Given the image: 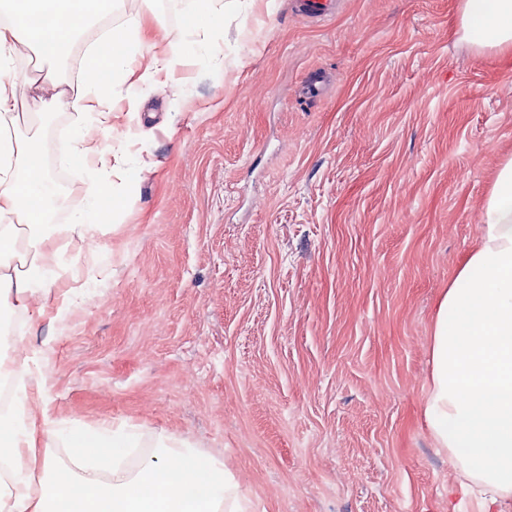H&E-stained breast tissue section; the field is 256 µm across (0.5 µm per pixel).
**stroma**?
I'll return each instance as SVG.
<instances>
[{
	"label": "stroma",
	"mask_w": 512,
	"mask_h": 512,
	"mask_svg": "<svg viewBox=\"0 0 512 512\" xmlns=\"http://www.w3.org/2000/svg\"><path fill=\"white\" fill-rule=\"evenodd\" d=\"M211 0L206 52L170 71L130 65L99 148L113 175L100 274L46 370L53 416L133 429L153 457L173 438L225 460L251 512H448L456 474L421 417L435 301L476 245L481 203L512 154V61L450 31L457 0H339L302 19L291 0ZM117 0L171 52L186 0ZM89 38L26 76L50 77L37 124L65 152ZM329 82L302 96L312 72ZM188 92L185 109L168 98Z\"/></svg>",
	"instance_id": "obj_1"
}]
</instances>
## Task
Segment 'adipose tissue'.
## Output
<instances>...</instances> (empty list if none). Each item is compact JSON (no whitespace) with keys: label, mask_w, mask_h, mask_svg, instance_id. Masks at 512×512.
Returning a JSON list of instances; mask_svg holds the SVG:
<instances>
[{"label":"adipose tissue","mask_w":512,"mask_h":512,"mask_svg":"<svg viewBox=\"0 0 512 512\" xmlns=\"http://www.w3.org/2000/svg\"><path fill=\"white\" fill-rule=\"evenodd\" d=\"M9 23H0V305L57 327L74 310L85 283L58 272L55 241L45 230V205L54 193L35 144L18 137V91L10 73L16 49L51 57L109 10L112 0H4ZM457 41L477 52H512V0H459ZM107 51L84 58V92L56 91L62 106L103 119L112 100L101 71L124 73L131 56L149 41L141 25L112 27ZM60 164L82 163L87 201L68 228L76 249L99 242L101 200L112 184L111 152L95 150L85 126L75 127ZM51 340L30 344L20 359H0V377L15 385L16 405L0 411V512H249L240 484L218 460L200 461L179 441L163 444L156 459L133 474L119 468L133 433L101 426L59 430L47 403L45 368ZM430 370L423 418L436 452L456 471L465 512H512V155L504 159L481 205L479 238L441 291L429 336ZM75 461L96 471L111 469L108 482L81 481L57 463L55 441ZM46 476L31 486L32 472Z\"/></svg>","instance_id":"adipose-tissue-1"}]
</instances>
